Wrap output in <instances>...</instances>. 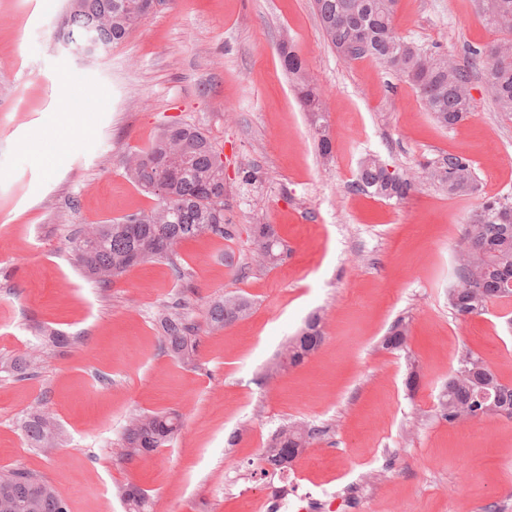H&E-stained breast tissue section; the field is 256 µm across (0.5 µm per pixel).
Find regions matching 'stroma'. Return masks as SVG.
I'll list each match as a JSON object with an SVG mask.
<instances>
[{
  "label": "stroma",
  "instance_id": "obj_1",
  "mask_svg": "<svg viewBox=\"0 0 512 512\" xmlns=\"http://www.w3.org/2000/svg\"><path fill=\"white\" fill-rule=\"evenodd\" d=\"M67 0H0V470L47 479L70 512H125L118 489L147 490L153 512H251L278 487L259 456L271 435L318 428L288 471L289 497L328 492L333 512H512V420L439 421L435 397L461 349L512 384V301L460 322L448 308L461 226L482 197L512 198V115L497 112L473 49L496 38L476 0H399L395 28L471 70L473 110L441 128L405 78L348 61L322 36L311 0H169L104 59H80L55 38ZM289 35L326 110L333 157H320L308 115L278 56ZM200 127L224 152L227 242H182L175 262L150 260L103 286L70 250L89 224L149 208L122 160L173 123ZM448 154L467 158L480 192L458 197L423 179ZM418 174L405 200L357 190L362 158ZM258 170L243 186L238 171ZM274 224L291 251L253 262L248 228ZM234 252L240 277L224 263ZM227 293L251 315L207 333L208 304ZM188 301L195 364L164 349L161 306ZM325 339L301 366L266 370L306 317ZM407 347L382 349L397 319ZM67 336L66 347L47 341ZM46 354L20 378L4 362ZM415 387H408L409 375ZM52 411L62 446L29 448L20 422ZM182 415L174 442L122 460L127 418Z\"/></svg>",
  "mask_w": 512,
  "mask_h": 512
}]
</instances>
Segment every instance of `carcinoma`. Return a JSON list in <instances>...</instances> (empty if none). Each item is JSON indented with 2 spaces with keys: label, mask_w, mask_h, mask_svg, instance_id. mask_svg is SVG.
Listing matches in <instances>:
<instances>
[{
  "label": "carcinoma",
  "mask_w": 512,
  "mask_h": 512,
  "mask_svg": "<svg viewBox=\"0 0 512 512\" xmlns=\"http://www.w3.org/2000/svg\"><path fill=\"white\" fill-rule=\"evenodd\" d=\"M143 0H69L61 29L72 43L88 36L113 47L126 41L132 30L149 18L140 9ZM398 0H313L327 45L344 51L354 29L363 32L360 46L347 52L348 60L369 58L386 69L410 78L427 111L442 127L464 120L472 109L470 75L448 56L414 46L394 26ZM488 25L507 37L484 49L473 50L475 62L486 71V92L497 111L512 114V0H478ZM281 64L291 77L303 109L309 112L320 157H332V142L312 77L289 40L279 43ZM126 174L133 184L152 198L153 204L112 220L95 224L71 240L76 263L87 277L107 285L130 268L151 259H172L184 240L214 235L226 241L238 236L237 225L224 219V156L209 136L194 125L165 127L141 152L128 155ZM426 179L457 196L478 191L471 163L448 155L440 164L425 168ZM355 185L386 200L405 199L415 181L404 172L389 171L375 155L362 159ZM251 253L257 260L276 267L288 257V248L272 224L256 221L250 226ZM512 296V210L499 197H487L471 211L462 229V245L455 280L448 286V308L455 319L466 321L487 311L488 305ZM180 308L159 312L165 349L179 361L191 364L198 351L195 327ZM252 302L242 295H226L211 301L206 325L214 332L246 319ZM324 318L314 314L301 332L290 339L270 367L276 374L297 367L324 340ZM405 321H396L382 345L390 351L406 346ZM43 351L32 349L6 364L25 377L42 361ZM487 392L499 405L512 409V385L502 382L474 351L465 349L456 358L435 403L436 416L452 425L478 419L476 400ZM182 429L181 417L173 412L137 413L127 421L114 453L121 459L144 456L169 446ZM25 440L44 454L60 448V428L47 409L28 413L21 422ZM316 437L305 424L279 429L262 452V461L272 469H283L298 459ZM119 497L126 512H152L149 495L136 487H121ZM12 503L9 512H69L65 499L42 476L25 469L0 474V499Z\"/></svg>",
  "instance_id": "1"
}]
</instances>
